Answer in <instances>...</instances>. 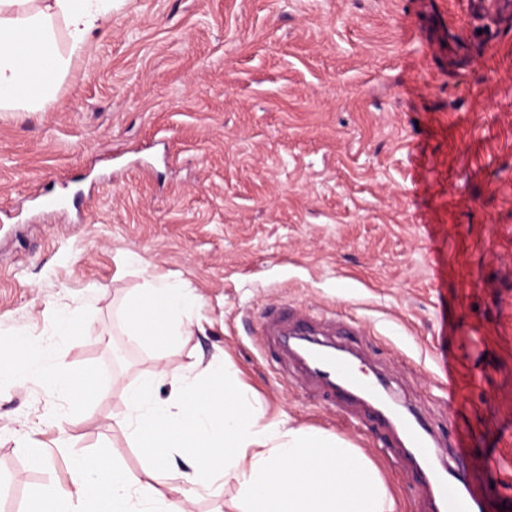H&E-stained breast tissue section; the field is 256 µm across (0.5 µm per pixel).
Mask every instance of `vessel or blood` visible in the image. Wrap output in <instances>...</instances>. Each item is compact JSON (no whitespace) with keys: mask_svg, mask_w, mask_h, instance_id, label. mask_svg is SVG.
Here are the masks:
<instances>
[{"mask_svg":"<svg viewBox=\"0 0 512 512\" xmlns=\"http://www.w3.org/2000/svg\"><path fill=\"white\" fill-rule=\"evenodd\" d=\"M260 333L271 337L281 352L293 355L305 370L328 379V392L341 403L362 407L384 429L382 450L410 463L432 512H483V502L468 486L461 466L439 460L425 423L410 419L387 391L363 379L359 366L338 358L330 347H289L292 337L335 335V314L316 317L298 305L269 310L262 317Z\"/></svg>","mask_w":512,"mask_h":512,"instance_id":"obj_1","label":"vessel or blood"}]
</instances>
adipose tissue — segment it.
Segmentation results:
<instances>
[{"mask_svg": "<svg viewBox=\"0 0 512 512\" xmlns=\"http://www.w3.org/2000/svg\"><path fill=\"white\" fill-rule=\"evenodd\" d=\"M112 0H0V112L43 108L74 58L108 23ZM197 299L189 289L151 277L128 304L132 341L165 347L188 335ZM50 394L88 399L93 374L61 373L53 346L0 362V385L28 373ZM167 387L159 397V387ZM117 416L133 448L149 465L139 479L104 455H74L78 501L52 484L34 486L29 512H188L197 489L233 483L231 512H400L384 479L360 449L325 432L265 420L245 386L218 365L158 372L127 387ZM184 467L172 494L158 487L173 457Z\"/></svg>", "mask_w": 512, "mask_h": 512, "instance_id": "ef3b65f1", "label": "adipose tissue"}]
</instances>
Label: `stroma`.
<instances>
[{
	"instance_id": "35a3bbf8",
	"label": "stroma",
	"mask_w": 512,
	"mask_h": 512,
	"mask_svg": "<svg viewBox=\"0 0 512 512\" xmlns=\"http://www.w3.org/2000/svg\"><path fill=\"white\" fill-rule=\"evenodd\" d=\"M153 275L200 298V330L162 351L126 334ZM287 302L353 317L336 343L440 457L467 448L484 512H512L505 0H113L52 103L0 112V351L52 344L48 319L78 307L93 330L56 362L99 378L75 411L38 377L0 388V512H27L34 484L74 490L76 453L142 474L124 388L213 359L266 419L350 442L424 512L363 410L272 361L258 323Z\"/></svg>"
}]
</instances>
